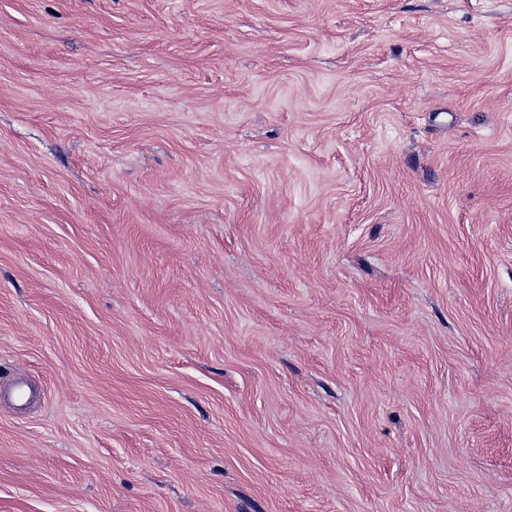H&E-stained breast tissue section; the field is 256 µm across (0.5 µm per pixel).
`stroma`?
Returning <instances> with one entry per match:
<instances>
[{
  "instance_id": "obj_1",
  "label": "stroma",
  "mask_w": 512,
  "mask_h": 512,
  "mask_svg": "<svg viewBox=\"0 0 512 512\" xmlns=\"http://www.w3.org/2000/svg\"><path fill=\"white\" fill-rule=\"evenodd\" d=\"M0 512H512V0H0Z\"/></svg>"
}]
</instances>
